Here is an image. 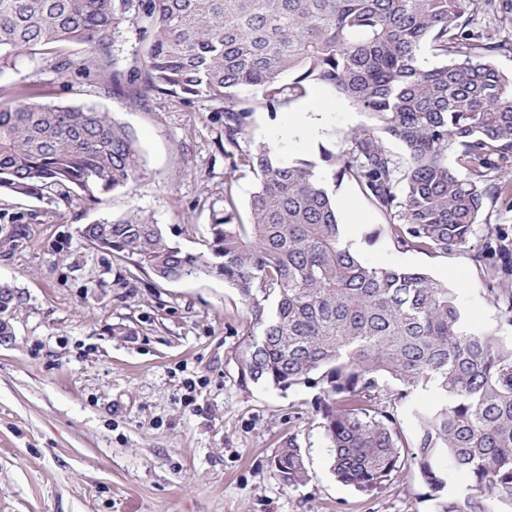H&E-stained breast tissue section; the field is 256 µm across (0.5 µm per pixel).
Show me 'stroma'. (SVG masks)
I'll list each match as a JSON object with an SVG mask.
<instances>
[{
	"instance_id": "stroma-1",
	"label": "stroma",
	"mask_w": 512,
	"mask_h": 512,
	"mask_svg": "<svg viewBox=\"0 0 512 512\" xmlns=\"http://www.w3.org/2000/svg\"><path fill=\"white\" fill-rule=\"evenodd\" d=\"M21 88L43 104L110 112L136 134L145 175L94 203L0 193V227L29 229L19 246L0 244V281L22 299L0 341V512H434L412 468L375 495L336 480L317 387L242 386V304L222 278L161 282L79 236L82 225L140 213L183 251L207 252L229 168L212 102L137 103L97 76L58 72L50 55L0 64V104ZM310 100L320 126L293 135L292 117ZM364 121L311 83L276 110L255 109L246 142L275 145L287 161L314 159L323 146L340 151ZM335 194L343 237L363 262L428 273L456 291L468 328L512 342L505 304L493 301L494 280L477 260L512 250L511 206L494 202L468 244L445 254L398 247L350 178ZM291 436L310 475L298 487L271 464Z\"/></svg>"
}]
</instances>
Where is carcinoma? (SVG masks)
<instances>
[{
    "mask_svg": "<svg viewBox=\"0 0 512 512\" xmlns=\"http://www.w3.org/2000/svg\"><path fill=\"white\" fill-rule=\"evenodd\" d=\"M499 10V0H0V60L51 54L59 70L94 72L136 102L215 104L230 167L208 254L184 252L138 214L85 224L80 236L164 282L223 278L249 336L237 351L241 383L321 385L316 413L337 480L371 493L413 467L436 512L512 507V346L467 330L456 293L428 274L362 262L320 167L354 180L398 245L465 246L485 201L512 198V78L494 63L512 39L473 30ZM124 22L139 44L126 67L111 39ZM70 46L81 53L62 52ZM426 47L446 62L425 66ZM311 82L367 117L339 153L286 162L268 144L241 146L255 108ZM17 95L0 106L1 192L95 202L145 175L133 132L109 113ZM241 169L258 180L246 224L233 194ZM491 294L512 322V283ZM392 384L418 422L414 440L380 405ZM427 388L438 395L430 409L413 401ZM272 466L290 486L309 480L293 436ZM457 474L468 482L453 486Z\"/></svg>",
    "mask_w": 512,
    "mask_h": 512,
    "instance_id": "carcinoma-1",
    "label": "carcinoma"
}]
</instances>
